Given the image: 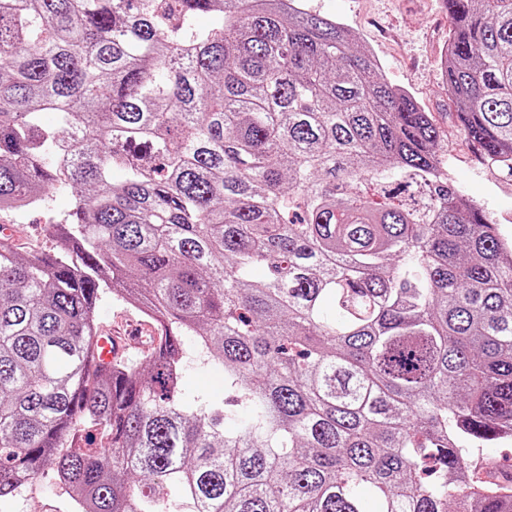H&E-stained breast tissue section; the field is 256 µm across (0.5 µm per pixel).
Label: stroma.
I'll return each mask as SVG.
<instances>
[{
	"label": "stroma",
	"instance_id": "35a3bbf8",
	"mask_svg": "<svg viewBox=\"0 0 512 512\" xmlns=\"http://www.w3.org/2000/svg\"><path fill=\"white\" fill-rule=\"evenodd\" d=\"M308 9L343 22L357 47L380 61V73L389 84L407 90L429 112L442 132L440 153L455 186L482 205L499 233L512 240V178L488 166L465 139L442 77V56L448 43V11L444 0H305ZM64 200L50 210L11 215L12 244L22 254L50 248L46 235L50 220L62 219ZM99 332L125 334L132 326L150 334L154 323L122 299L108 295L96 310ZM0 512H73L67 494L52 475L22 487L10 500L0 501Z\"/></svg>",
	"mask_w": 512,
	"mask_h": 512
}]
</instances>
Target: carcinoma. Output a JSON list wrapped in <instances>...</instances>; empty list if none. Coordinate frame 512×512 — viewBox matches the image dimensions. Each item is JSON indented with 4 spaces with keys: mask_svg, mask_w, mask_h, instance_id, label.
Masks as SVG:
<instances>
[{
    "mask_svg": "<svg viewBox=\"0 0 512 512\" xmlns=\"http://www.w3.org/2000/svg\"><path fill=\"white\" fill-rule=\"evenodd\" d=\"M445 4L512 177V0ZM439 138L301 0H0V205L70 195L47 252L0 239V499L50 470L79 512H512L471 466L512 439V244ZM105 293L157 326L136 364H96ZM184 390L190 396L222 397L224 374L221 369L211 365L190 364L186 371Z\"/></svg>",
    "mask_w": 512,
    "mask_h": 512,
    "instance_id": "cac0c4a2",
    "label": "carcinoma"
}]
</instances>
